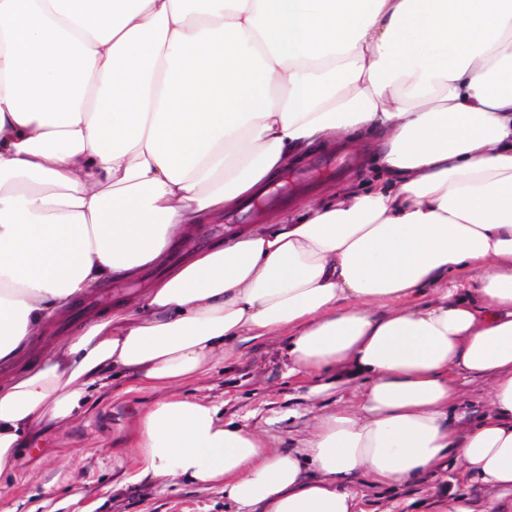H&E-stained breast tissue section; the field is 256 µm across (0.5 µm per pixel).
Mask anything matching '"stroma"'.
Listing matches in <instances>:
<instances>
[{
  "instance_id": "35a3bbf8",
  "label": "stroma",
  "mask_w": 512,
  "mask_h": 512,
  "mask_svg": "<svg viewBox=\"0 0 512 512\" xmlns=\"http://www.w3.org/2000/svg\"><path fill=\"white\" fill-rule=\"evenodd\" d=\"M376 153L374 142L364 140L351 152L354 165L341 175L308 181L305 173L316 168L325 155L323 149H313L292 167V174L301 181L286 192L284 201L276 203V210H294L304 199L317 202L331 193L364 190L379 172ZM236 230L233 224L221 229L212 222L200 225L191 239L170 251L166 266L151 267V275L162 277L183 254L221 241L223 235ZM94 292L95 303L79 302L69 320L49 328L40 341V352L56 350L59 337L69 335L96 314V302L111 294L105 285L95 287ZM286 346L283 336L241 343L232 357L215 361L199 378L172 388L132 391L128 377L113 380L110 389L91 396L84 415L72 424L59 429L36 428L34 439L19 452L16 475L0 477V482L10 487L8 496L0 498V512H238L220 483L184 478L136 480L131 445L138 419L164 397L202 399L218 407L222 421L260 432L271 447L283 451L297 448L316 416L352 402L354 396L351 390L340 388L309 397V379L288 373ZM349 488L360 512H405L404 502L421 504L451 490L484 506L493 497L486 487L463 479L451 460L419 484L376 489L366 478L357 477Z\"/></svg>"
}]
</instances>
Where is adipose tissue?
I'll list each match as a JSON object with an SVG mask.
<instances>
[{"mask_svg": "<svg viewBox=\"0 0 512 512\" xmlns=\"http://www.w3.org/2000/svg\"><path fill=\"white\" fill-rule=\"evenodd\" d=\"M368 133L367 191L193 253L37 353L92 287ZM283 332L310 396L356 403L285 452L162 399L141 477L220 483L247 512H355L349 477L409 484L451 457L512 506V0H0V474L114 372L178 386ZM461 373L491 382L464 426Z\"/></svg>", "mask_w": 512, "mask_h": 512, "instance_id": "1", "label": "adipose tissue"}]
</instances>
